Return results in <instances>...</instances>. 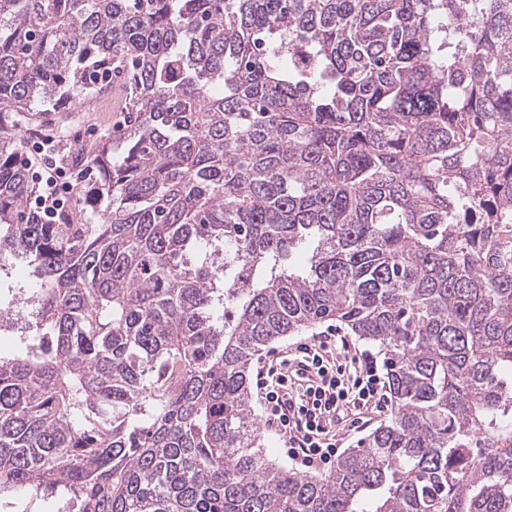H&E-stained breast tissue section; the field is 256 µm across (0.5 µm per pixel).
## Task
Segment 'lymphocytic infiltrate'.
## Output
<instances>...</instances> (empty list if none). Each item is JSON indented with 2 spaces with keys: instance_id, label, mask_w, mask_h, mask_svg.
Instances as JSON below:
<instances>
[{
  "instance_id": "obj_1",
  "label": "lymphocytic infiltrate",
  "mask_w": 512,
  "mask_h": 512,
  "mask_svg": "<svg viewBox=\"0 0 512 512\" xmlns=\"http://www.w3.org/2000/svg\"><path fill=\"white\" fill-rule=\"evenodd\" d=\"M43 181L45 188L31 205L50 224L68 209L75 186L62 169ZM296 350L298 359L262 366L256 386L264 393L265 422L282 437L289 456L317 469L336 456L340 420L349 412L382 406L381 376L371 352L352 349L332 330Z\"/></svg>"
}]
</instances>
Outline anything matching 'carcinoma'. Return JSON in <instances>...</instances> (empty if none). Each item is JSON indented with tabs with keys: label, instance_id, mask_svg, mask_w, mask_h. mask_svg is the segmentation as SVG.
<instances>
[{
	"label": "carcinoma",
	"instance_id": "carcinoma-1",
	"mask_svg": "<svg viewBox=\"0 0 512 512\" xmlns=\"http://www.w3.org/2000/svg\"><path fill=\"white\" fill-rule=\"evenodd\" d=\"M124 79V154L63 155L60 224L0 128V255L39 282L0 310L36 312L0 502L512 512V0H0V114ZM330 319L387 355L392 417L298 475L251 363ZM35 175H37L36 182L44 181L45 188L42 193L30 200V205L42 215L46 224H53L62 213L66 212L68 207H74L75 197L73 199L72 197L75 193V186L66 179V172L61 168L57 171H49L48 175L36 171Z\"/></svg>",
	"mask_w": 512,
	"mask_h": 512
}]
</instances>
